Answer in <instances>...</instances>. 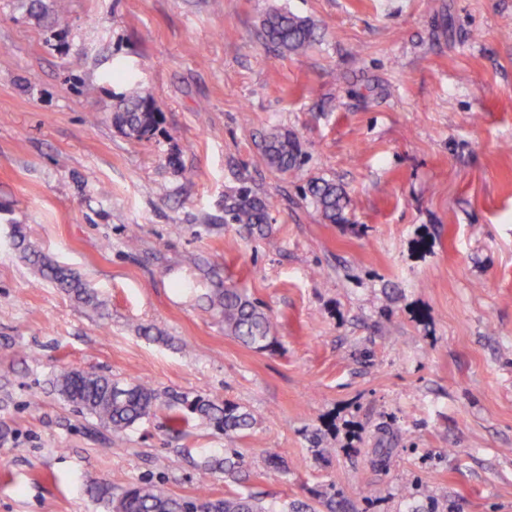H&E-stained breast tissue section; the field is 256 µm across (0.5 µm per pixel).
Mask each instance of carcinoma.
<instances>
[{
	"instance_id": "obj_1",
	"label": "carcinoma",
	"mask_w": 512,
	"mask_h": 512,
	"mask_svg": "<svg viewBox=\"0 0 512 512\" xmlns=\"http://www.w3.org/2000/svg\"><path fill=\"white\" fill-rule=\"evenodd\" d=\"M262 38L274 47L289 53H303L316 43L317 27L308 18L285 9L269 10L261 21ZM159 109L153 94L138 83H129L120 96L113 113V124L130 136L142 138L151 134L158 123ZM301 150L297 137L278 129L266 139L262 158L266 165L281 172H295L300 167ZM308 193L322 219L329 224L347 221V193L340 185L325 179L313 180ZM270 202L247 190L237 192L229 206V223L249 230L263 231ZM14 246L38 274L51 280L72 295L76 301L94 308L102 307L92 285L72 270L65 268L33 250L21 228L14 231ZM210 305L224 319V332L258 351L273 344L271 320L263 306L232 286L218 288L210 297ZM54 391L65 401L91 416L99 427L122 431L153 414L158 408L182 410L180 421H200L224 433L240 434L252 427V415L240 407L196 395L177 392L160 394L150 384L131 379L114 380L110 376L73 368L59 369L52 379ZM242 464V455L231 449L224 458H207L198 464L199 482L191 498L179 497L161 485L147 481L116 489L99 482L91 494L108 512H268L256 498L227 494L214 498L206 483L208 475L221 470L232 477ZM326 512H344L345 501L335 486L321 494Z\"/></svg>"
}]
</instances>
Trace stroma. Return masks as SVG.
<instances>
[{
  "label": "stroma",
  "instance_id": "1",
  "mask_svg": "<svg viewBox=\"0 0 512 512\" xmlns=\"http://www.w3.org/2000/svg\"><path fill=\"white\" fill-rule=\"evenodd\" d=\"M272 8L319 42L266 45ZM68 16L52 29L0 0V512H107L98 480L188 497L228 448L244 464L212 475L216 498L325 512L333 484L353 512H512V0H68ZM127 76L157 101L149 137L112 122ZM273 129L298 138L301 179L259 163ZM313 178L345 187L348 223L320 220ZM243 187L272 203L264 234L227 220ZM18 226L105 315L21 259ZM220 281L263 305L271 348L225 334ZM61 365L255 422L228 437L162 408L114 435L53 391Z\"/></svg>",
  "mask_w": 512,
  "mask_h": 512
}]
</instances>
